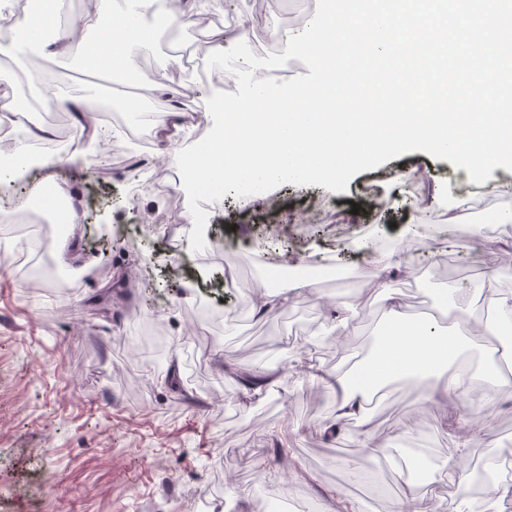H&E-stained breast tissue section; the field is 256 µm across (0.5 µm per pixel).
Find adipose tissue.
Returning <instances> with one entry per match:
<instances>
[{
  "mask_svg": "<svg viewBox=\"0 0 512 512\" xmlns=\"http://www.w3.org/2000/svg\"><path fill=\"white\" fill-rule=\"evenodd\" d=\"M40 3L41 0H32L27 9L32 21L24 29L0 26V54L14 53L29 45L49 57L72 52L73 41L43 39ZM156 3L157 0H127L121 9L116 0H92L73 28L78 32H98L100 38L95 46L99 52L116 59L122 72L129 73L134 68L133 49L148 50L153 46L152 31L142 24V15H152L156 26L169 27L182 18L196 17L201 8L200 0H178L176 8L165 11L157 9ZM468 341L460 325L444 332L435 318L413 322L396 316L380 336L374 354L354 371L334 374L310 365L306 373L313 382L335 393L337 420L361 423L366 419V391L374 383L388 385L416 372L430 371L441 376L434 389L435 402L444 405L449 396L463 394L465 379L451 371L450 365Z\"/></svg>",
  "mask_w": 512,
  "mask_h": 512,
  "instance_id": "adipose-tissue-1",
  "label": "adipose tissue"
}]
</instances>
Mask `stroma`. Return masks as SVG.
<instances>
[{"instance_id":"1","label":"stroma","mask_w":512,"mask_h":512,"mask_svg":"<svg viewBox=\"0 0 512 512\" xmlns=\"http://www.w3.org/2000/svg\"><path fill=\"white\" fill-rule=\"evenodd\" d=\"M317 0H204L197 19L159 35L152 51L135 55L140 81L117 88L105 72L88 71L77 57L37 59L29 47L0 56L21 107L59 151L82 140L80 123L64 99H99L118 106L107 119L109 142L86 143V171L63 168L57 182L90 197L77 227L80 249L57 281L27 291L0 273V512H196L198 499L242 504L245 512H337L333 489L359 512H403L402 469L395 455L422 448L432 459L418 495L432 512H452L457 496L473 492V474H454L458 443L468 460L491 463L494 493L480 512H512V388H473L447 407L430 395L433 378L391 383L368 410L364 424H348L326 442L322 425L334 416L332 396L306 374L310 362L344 370L374 352L387 321V293L407 318L436 317L448 326L439 301L470 294V313L481 317L494 295H512V266L488 273V264L512 255V172L497 167L482 184L463 169L423 151L392 158L357 173L346 191L283 184L244 198L226 194L216 207L222 225H208L207 246L168 255L164 236L171 211L189 215L182 183L168 194L148 189L168 160L200 140L213 122L205 100L213 91L236 92L232 74H201L216 50L211 32L247 42L260 58L283 53L274 28L304 29ZM52 81L58 104L42 108V87L32 86L30 63ZM162 85L167 96L157 97ZM134 97L167 111L172 101L199 119L174 136L142 139L143 128L124 99ZM140 168L130 169V160ZM470 199L456 223L449 199ZM320 206L319 221L299 214ZM155 221L140 222L145 213ZM277 225L265 247L257 236ZM405 252L412 274H398L386 290L380 259ZM282 264L279 287L291 269L327 266L330 276L263 319L252 295L264 287L271 264ZM236 283L220 289L225 268ZM158 325L181 365L180 381L195 399L178 401L163 377L136 362L149 324ZM253 368L270 364L283 378L265 395L244 402L223 361ZM490 419L483 430L466 425L473 411ZM287 430L291 467L273 456L276 431ZM382 447L366 454V444Z\"/></svg>"}]
</instances>
